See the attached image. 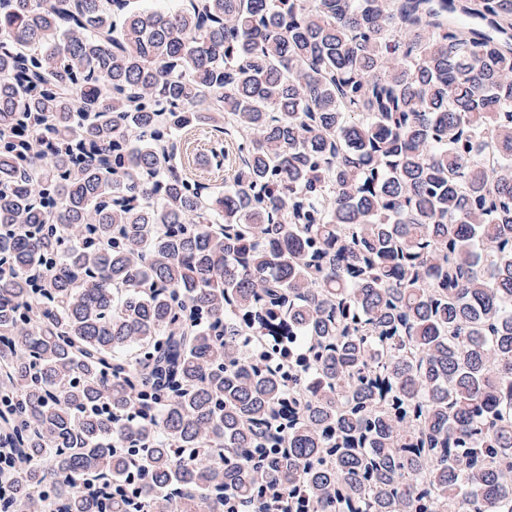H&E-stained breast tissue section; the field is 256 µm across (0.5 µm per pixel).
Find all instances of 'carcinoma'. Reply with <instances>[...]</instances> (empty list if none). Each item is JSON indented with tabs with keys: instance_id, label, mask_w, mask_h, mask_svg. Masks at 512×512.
<instances>
[{
	"instance_id": "obj_1",
	"label": "carcinoma",
	"mask_w": 512,
	"mask_h": 512,
	"mask_svg": "<svg viewBox=\"0 0 512 512\" xmlns=\"http://www.w3.org/2000/svg\"><path fill=\"white\" fill-rule=\"evenodd\" d=\"M511 30L0 0V512H512ZM194 140H197L198 144L193 147ZM217 140L224 144V133L210 128L185 132L178 140L179 151L176 162L187 176L211 185L222 186L224 189V162L220 168L216 167L210 153V149L215 146ZM199 151L201 153L193 159L194 154Z\"/></svg>"
}]
</instances>
